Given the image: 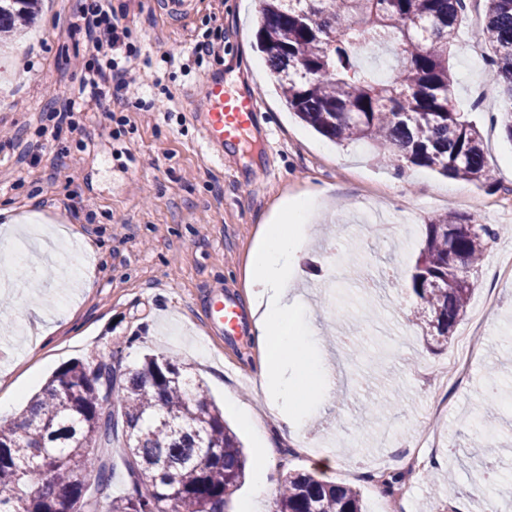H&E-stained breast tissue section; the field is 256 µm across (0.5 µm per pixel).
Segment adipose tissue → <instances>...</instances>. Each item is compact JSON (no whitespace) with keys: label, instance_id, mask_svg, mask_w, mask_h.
Masks as SVG:
<instances>
[{"label":"adipose tissue","instance_id":"ef3b65f1","mask_svg":"<svg viewBox=\"0 0 512 512\" xmlns=\"http://www.w3.org/2000/svg\"><path fill=\"white\" fill-rule=\"evenodd\" d=\"M317 203L311 198H298L286 207L281 223L261 227V241L251 253L246 269L249 287L259 288L260 294L251 307L255 318L254 343L261 352L256 369L267 386L273 387L278 398L292 403V410L278 413L279 437L265 443L264 465L254 474L255 497L269 500L270 483L266 462L275 460L281 439L293 434L302 422L295 403L304 400L305 392L282 374L289 357H297L304 370L319 384H326L331 367L323 358L312 353L314 338L305 327L306 311L288 300V287L299 268L298 258L307 240V226Z\"/></svg>","mask_w":512,"mask_h":512}]
</instances>
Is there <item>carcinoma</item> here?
<instances>
[{"instance_id":"cac0c4a2","label":"carcinoma","mask_w":512,"mask_h":512,"mask_svg":"<svg viewBox=\"0 0 512 512\" xmlns=\"http://www.w3.org/2000/svg\"><path fill=\"white\" fill-rule=\"evenodd\" d=\"M39 0H0V35L33 20ZM465 0H261L258 44L301 122L339 144L365 141L384 163L406 162L466 182L491 173L480 132L452 101L448 49ZM478 40L505 88L512 141V0H488ZM392 47L381 82L356 47ZM495 230L452 209L426 227L411 275L415 318L436 343L466 312ZM111 400L109 408L103 402ZM125 438L112 448L117 437ZM131 490L112 496V453ZM245 455L208 388L174 357L124 367L71 362L49 378L20 418L0 422V512H224ZM272 512H364L360 491L288 471Z\"/></svg>"}]
</instances>
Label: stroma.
<instances>
[{
    "instance_id": "obj_1",
    "label": "stroma",
    "mask_w": 512,
    "mask_h": 512,
    "mask_svg": "<svg viewBox=\"0 0 512 512\" xmlns=\"http://www.w3.org/2000/svg\"><path fill=\"white\" fill-rule=\"evenodd\" d=\"M112 5L124 11L120 23L140 50L133 94L80 106L74 128H62L34 162H20L18 148L0 147V224L8 208L24 227L42 229L30 246L57 235L78 272L71 278L52 266L26 268L16 288L0 292L8 307L0 322V393L19 381L35 393L62 365L108 362L116 351L127 366L147 354L172 356L223 406L245 446L246 470L254 472L258 436H276L278 422L273 412L255 429L242 420L243 408L266 398L255 375L254 323L245 320L232 337L208 334L204 304L220 284L248 308L246 265L260 225L285 201L322 191L301 290L333 387L302 404L309 420L283 441L269 480L278 484L286 468L312 470L315 454H329L336 465L322 479L358 489L366 512H380L386 489L355 474L381 460L397 463L420 442L456 349L453 337L427 341L412 320L410 289L428 222L453 209L499 231L469 303L477 308L491 293L495 305L437 429L434 453L446 463L438 483L421 473L404 480L413 486L412 512H457L461 498L476 495L490 496L496 512H512V285L490 286L500 256L512 252V209L497 206L512 195V143L497 119L502 87L490 80L488 51L476 38L487 0H468L449 63L455 107L480 130L495 180H461L453 191L445 176L377 163L366 145H336L295 119L257 47L260 0H201L180 23L160 15L154 0ZM75 7L76 0H43L37 26L0 55L1 129L39 139L53 98L78 90L83 74L75 63L88 49L72 29ZM207 40L219 41L218 55L187 70L167 63ZM214 72L254 91L264 106L258 137H246L222 160L202 146L191 118L203 107L202 81ZM374 201L390 225L387 235L371 232ZM85 242L94 254L82 252ZM88 269L95 278L89 290L79 279ZM492 382L497 419L486 433L478 413ZM487 441L492 451H485Z\"/></svg>"
}]
</instances>
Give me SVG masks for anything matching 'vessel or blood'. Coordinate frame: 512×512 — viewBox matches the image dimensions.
I'll use <instances>...</instances> for the list:
<instances>
[{
  "label": "vessel or blood",
  "instance_id": "b4317fda",
  "mask_svg": "<svg viewBox=\"0 0 512 512\" xmlns=\"http://www.w3.org/2000/svg\"><path fill=\"white\" fill-rule=\"evenodd\" d=\"M199 0H160L159 13L169 19L191 15ZM204 108L196 113L201 135L208 150L223 155L225 148L236 145L245 134L256 131L259 102L248 90L230 92L220 73L209 74L203 83ZM210 330L234 334L240 324L241 313L233 301L223 293H210L206 306Z\"/></svg>",
  "mask_w": 512,
  "mask_h": 512
}]
</instances>
